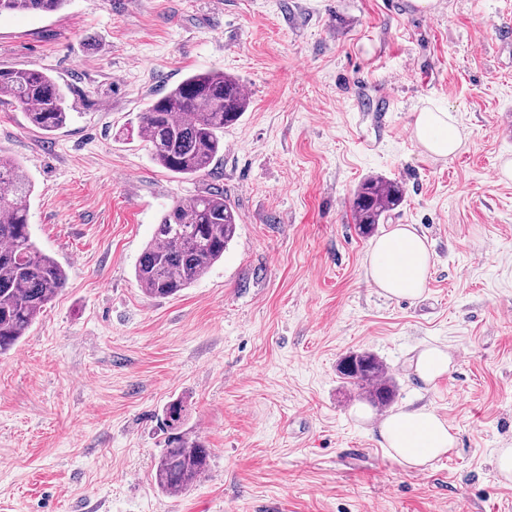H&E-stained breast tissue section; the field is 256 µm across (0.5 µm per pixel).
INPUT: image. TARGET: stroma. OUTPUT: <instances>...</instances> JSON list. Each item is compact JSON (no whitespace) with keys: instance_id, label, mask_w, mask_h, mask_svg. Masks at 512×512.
<instances>
[{"instance_id":"35a3bbf8","label":"stroma","mask_w":512,"mask_h":512,"mask_svg":"<svg viewBox=\"0 0 512 512\" xmlns=\"http://www.w3.org/2000/svg\"><path fill=\"white\" fill-rule=\"evenodd\" d=\"M0 67L71 88L50 133L0 104V155L33 183L32 234L68 276L0 356V512H512L494 462L512 448V0H69L0 16ZM207 68L250 105L209 175L184 178L152 161L135 117ZM426 107L455 120L453 157L415 138ZM370 176L405 199L364 236L352 201ZM213 188L240 216L223 259L145 296L134 271L155 224ZM400 224L432 251L415 300L366 277ZM427 344L452 352L432 385L408 367ZM363 351L394 377L393 409L425 403L452 426L424 470L389 458L377 409L339 377ZM177 397L212 458L174 495L152 471Z\"/></svg>"}]
</instances>
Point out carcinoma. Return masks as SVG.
<instances>
[{"label": "carcinoma", "mask_w": 512, "mask_h": 512, "mask_svg": "<svg viewBox=\"0 0 512 512\" xmlns=\"http://www.w3.org/2000/svg\"><path fill=\"white\" fill-rule=\"evenodd\" d=\"M68 0H0V16L17 12L53 13ZM70 88L37 68H0V103L20 106L32 126L44 132L62 128L69 119ZM250 99L242 81L220 69L196 71L164 95L151 100L137 115L139 137L152 159L183 177L209 171L224 150V127L247 111ZM32 185L20 165L0 157V355L25 336L43 308L67 285L64 267L40 251L28 220ZM403 186L370 176L357 187L352 202L354 224L372 232L385 213L404 201ZM239 216L224 192L209 191L176 202L155 225L151 242L142 252L135 278L149 298L180 294L224 258ZM342 379L377 408L390 406L396 385L383 362L368 352L341 359ZM188 413L182 398L163 411L167 434L154 467V480L164 493L188 491L206 474L211 449L183 430Z\"/></svg>", "instance_id": "carcinoma-1"}]
</instances>
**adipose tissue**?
<instances>
[{
  "label": "adipose tissue",
  "instance_id": "adipose-tissue-1",
  "mask_svg": "<svg viewBox=\"0 0 512 512\" xmlns=\"http://www.w3.org/2000/svg\"><path fill=\"white\" fill-rule=\"evenodd\" d=\"M413 133L426 152L437 158L452 156L461 147L459 129L446 111L425 108L417 112ZM430 265L425 238L414 227L401 224L374 242L367 274L386 295L415 299L426 288ZM380 435L393 461L409 470L424 469L456 442L447 420L429 406L390 414L380 424Z\"/></svg>",
  "mask_w": 512,
  "mask_h": 512
}]
</instances>
